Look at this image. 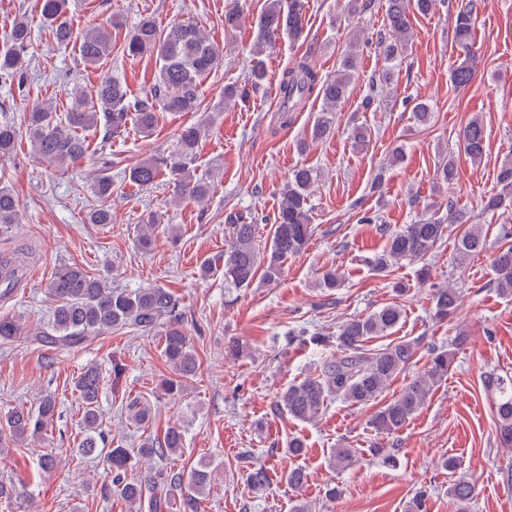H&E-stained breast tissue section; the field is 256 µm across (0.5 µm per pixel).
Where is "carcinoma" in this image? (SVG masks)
Returning <instances> with one entry per match:
<instances>
[{"label": "carcinoma", "instance_id": "obj_1", "mask_svg": "<svg viewBox=\"0 0 512 512\" xmlns=\"http://www.w3.org/2000/svg\"><path fill=\"white\" fill-rule=\"evenodd\" d=\"M435 0H386V27L391 36L382 38L379 51L386 66L376 79L373 89H391L397 61L406 53L409 33V6L420 14L429 13ZM478 0H461L457 5L454 37L463 59L450 70L449 78L456 87H466L476 73L473 52V19ZM308 3L306 0H272L256 19L255 46L258 51L271 48L280 36L295 41L302 37ZM45 19L55 29L61 45L71 39V29L64 20L66 0H42ZM29 39L25 22L19 20L8 35L9 47L0 53V78L11 80L25 73L23 53ZM123 51L132 57L152 55L159 60V81L153 91L130 98L127 86L106 76L95 89L94 101L76 102L65 120L58 121L51 109L41 105L30 112L27 132L38 158L60 167L82 158L88 149L80 130L103 125V141L126 131L134 122L143 133H150L159 120V111L195 112L198 108L200 85L221 61L222 49L205 37L191 20L172 26L162 33L155 21L146 17L128 34ZM112 54V32L94 27L83 37L80 56L83 64L96 67ZM357 43L350 44L339 68L333 75L322 76L308 59L303 58L283 70L279 80V107L286 120L299 111L310 97L322 101V109L311 128V140L327 137L334 127L337 107L345 102L349 86L357 70ZM265 80V71L255 65L249 72L247 87L229 86L224 89V104L258 91ZM201 126L182 129L176 148L166 156L144 159L129 168V179L139 186L155 182L165 171L174 188L175 200L201 201L210 192V183L197 176L194 167ZM14 123L0 121V154L11 152L17 140ZM464 154L478 160L485 151L484 127L477 118L467 123L459 134ZM502 192L483 201V210L495 213L512 205V164L499 171ZM313 176L310 169L296 168L283 187L282 200L271 226L269 248H260L256 227L267 223L264 216L238 214L229 217L231 243L224 253V281L234 288H250L256 281L271 283L282 273L283 263L301 253L312 233L308 202ZM18 201L6 187H0V229L15 223ZM448 223L467 224L469 228L458 238L456 252L465 259L486 249V237L472 224L470 212L448 209ZM446 225L432 216L406 224L388 234L381 253L371 261L378 274L403 260L422 259L432 253L444 237ZM33 252L28 247H16L0 253V298L6 299L25 279ZM494 281L499 293L512 296V248L504 249L493 259ZM48 293L54 301L52 319L42 326L28 327L21 319L0 317V342L8 344L25 338L35 345L52 349H75L91 336L130 329L150 332L163 329V355L174 371V377L161 384L168 396L180 395L185 381L198 370V360L188 336L182 328L183 314L179 301L164 288H143L136 291L116 289L106 280L83 268L62 264L54 272ZM434 317L445 320L457 311L461 296L457 289L437 288L432 296ZM402 318L400 305L387 304L366 317H353L342 324L336 334V352L323 360L317 373L290 384L276 400V408L299 421L317 417L327 401L341 398L354 404H366L379 397L397 374L404 371L416 355L415 344L409 341L390 343L380 349H369L365 343L374 337L390 333ZM450 353L437 351L430 359L428 370L415 377L402 391L389 400L372 417L370 425L378 432L392 433L407 425L424 405L435 384L448 375ZM101 386L97 368L82 372L75 384L82 408L84 438L79 444L82 455L97 452L100 423L98 404ZM495 390L494 409L500 442L512 446V376L489 379ZM55 398L42 394L36 405L16 408L0 417V453L30 437L39 439L51 426L56 415ZM184 430L168 427L163 437H147L137 456L144 459L176 455L183 448ZM112 471L107 496L117 494L133 512H199L200 503L211 485V472L205 466L187 474L177 473L162 483L158 475L145 471L136 478L128 477L134 466V456L118 444L106 451ZM356 460L353 448H338L332 461L338 469H346ZM457 512H467L474 498L475 485L465 478L458 479L449 489Z\"/></svg>", "mask_w": 512, "mask_h": 512}]
</instances>
